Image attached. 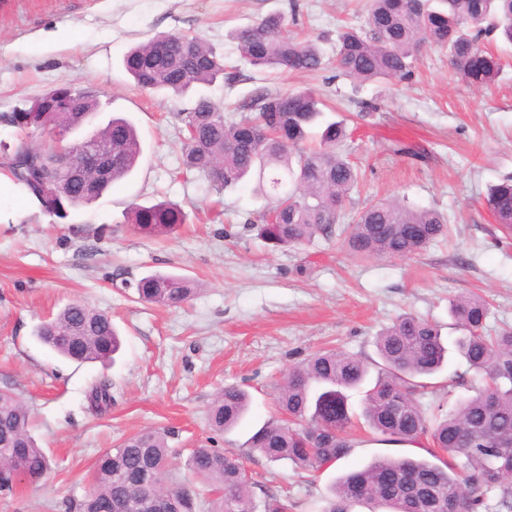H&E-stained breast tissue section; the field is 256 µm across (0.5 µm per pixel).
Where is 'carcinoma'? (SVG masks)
I'll return each instance as SVG.
<instances>
[{
  "label": "carcinoma",
  "mask_w": 512,
  "mask_h": 512,
  "mask_svg": "<svg viewBox=\"0 0 512 512\" xmlns=\"http://www.w3.org/2000/svg\"><path fill=\"white\" fill-rule=\"evenodd\" d=\"M501 36L512 44V0H370L364 23L339 35L336 69L358 82L408 81L422 44L448 51L455 73L475 87H487L501 70L500 59L481 42ZM243 59L262 72H313L322 53L311 39L287 34L285 17L267 16L234 31ZM126 73L141 89L184 94L217 80H239L224 66V56L197 37L167 34L130 49ZM311 91L281 93L257 86L238 105L248 114L234 119L224 107L199 96L185 113L187 136L182 165L209 179L221 193L252 178L253 191L272 199L269 213L255 225L274 248L297 249L317 237L338 236L358 259L417 255L448 232L439 212L399 200L367 203L350 224L346 204L359 192L361 172L339 150L344 123L324 111ZM98 110L91 95L65 85L8 116L24 131L40 129L48 142L39 148L33 173L17 170L13 160L29 155L21 143L0 166L22 185L43 210L63 218V210L87 205L128 176L141 156L134 125L114 118L104 128L112 147V171L93 184L59 181L55 164L62 149L57 128H78ZM484 205L504 228L512 227V177L490 188ZM132 230L145 237L167 235L186 223L177 204L133 203L126 212ZM150 304L179 307L197 293L186 278L153 273L135 284ZM449 313L460 335L447 341L439 327L403 314L377 336L381 363L370 377L367 361L338 349L320 350L291 367L279 388L282 417L267 420L249 439L268 461H288L320 472L348 455V431L355 413L348 392L362 393L361 416L371 434L385 443L432 442L434 461L383 457L351 471L332 485L323 512H512V330L491 333L489 308L477 297L456 298ZM39 342L75 362L107 363L120 348L112 317L72 303L36 329ZM475 371L481 387L475 395L444 403L427 415L419 401L426 379L443 370L449 353ZM90 408L101 414L113 402L112 381L100 380L88 391ZM249 411L245 390L222 389L209 410V425L225 433ZM30 409L9 389H0V492L19 481L41 480L49 458L30 431ZM168 431L149 429L105 452L94 465L92 490L76 512H202V500L169 468ZM189 470L208 483L211 512H289L288 498L267 496L258 506L242 458L231 451L196 448Z\"/></svg>",
  "instance_id": "obj_1"
}]
</instances>
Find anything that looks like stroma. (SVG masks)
Here are the masks:
<instances>
[{
	"mask_svg": "<svg viewBox=\"0 0 512 512\" xmlns=\"http://www.w3.org/2000/svg\"><path fill=\"white\" fill-rule=\"evenodd\" d=\"M366 2L0 0V159L25 139L7 116L63 83L99 103L70 142L125 117L142 144L127 177L62 219L0 173V389L25 399L33 435L50 458L41 482L0 494V512H65L66 501L88 491L103 452L159 427L171 432L177 472L186 473L192 450L209 443L244 456L256 500L273 493L288 497L293 512H321L335 479L405 451L374 441L359 424L350 454L322 473L250 450L252 432L277 414L274 400L292 365L330 347L376 361L377 333L403 313L452 335L448 305L464 295L490 303L489 330L512 326V232L483 204L487 187L512 175V46L494 44L503 70L488 88L466 84L447 52L429 46L411 80L359 84L338 74L333 57L339 29L362 23ZM273 12L296 15L288 33L316 39L325 66L269 77L268 87L319 95L346 123L345 150L363 171L362 197L398 196L447 214V240L388 260L353 259L335 237L275 251L251 228L270 199L247 186L219 195L204 176L182 175L180 115L194 97L139 89L122 67L124 54L163 33L201 38L244 76L231 87L201 89L232 112L258 71L231 33ZM25 140L42 142L37 132ZM163 199L183 208L186 224L170 236L135 234L128 206ZM156 272L200 290L179 308L140 301L135 282ZM73 302L111 314L122 341L115 363L70 361L38 341L37 327ZM103 376L114 401L97 415L87 392ZM229 385L249 393V420L216 435L208 410Z\"/></svg>",
	"mask_w": 512,
	"mask_h": 512,
	"instance_id": "stroma-1",
	"label": "stroma"
}]
</instances>
